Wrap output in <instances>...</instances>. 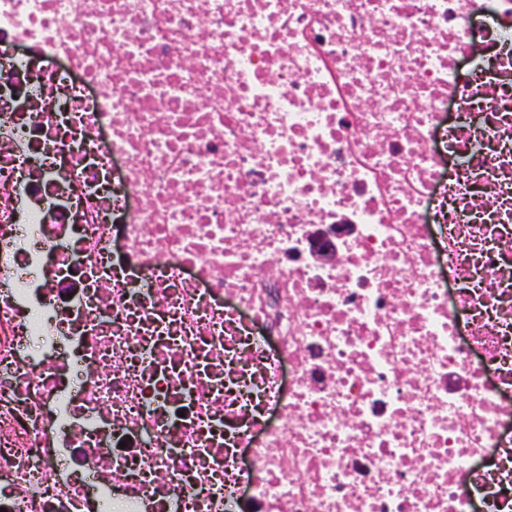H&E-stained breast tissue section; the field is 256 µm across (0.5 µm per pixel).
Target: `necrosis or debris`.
<instances>
[{"mask_svg": "<svg viewBox=\"0 0 512 512\" xmlns=\"http://www.w3.org/2000/svg\"><path fill=\"white\" fill-rule=\"evenodd\" d=\"M0 512H512V0H0Z\"/></svg>", "mask_w": 512, "mask_h": 512, "instance_id": "necrosis-or-debris-1", "label": "necrosis or debris"}]
</instances>
